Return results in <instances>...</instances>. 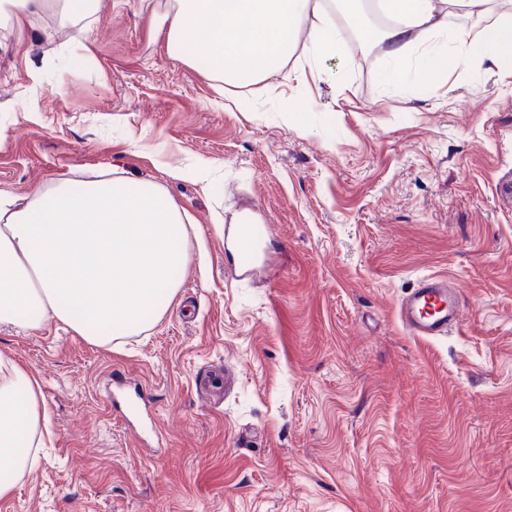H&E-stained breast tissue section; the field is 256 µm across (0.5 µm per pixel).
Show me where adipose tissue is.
Wrapping results in <instances>:
<instances>
[{"instance_id":"1","label":"adipose tissue","mask_w":512,"mask_h":512,"mask_svg":"<svg viewBox=\"0 0 512 512\" xmlns=\"http://www.w3.org/2000/svg\"><path fill=\"white\" fill-rule=\"evenodd\" d=\"M10 36L47 9L63 16L88 0H4ZM177 0L167 12L171 46L192 40L229 86L257 83L293 55L299 33L319 61L335 55V30L383 18L379 43L389 62L418 54L426 70L441 66L438 42H454L453 65L496 59L512 46V0ZM461 7L471 25L451 32L448 14ZM187 214L160 187L110 171L92 179L63 178L19 197L0 192V323L19 327L59 321L95 344L133 336L139 315L162 314L161 295H174L189 261ZM37 382L0 358V430L38 446L49 419Z\"/></svg>"}]
</instances>
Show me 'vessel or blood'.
Instances as JSON below:
<instances>
[{"instance_id":"1","label":"vessel or blood","mask_w":512,"mask_h":512,"mask_svg":"<svg viewBox=\"0 0 512 512\" xmlns=\"http://www.w3.org/2000/svg\"><path fill=\"white\" fill-rule=\"evenodd\" d=\"M458 303L457 290L447 278L425 277L401 299L397 315L411 336L431 339L447 335L458 324Z\"/></svg>"}]
</instances>
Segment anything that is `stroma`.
Wrapping results in <instances>:
<instances>
[{"label":"stroma","instance_id":"obj_1","mask_svg":"<svg viewBox=\"0 0 512 512\" xmlns=\"http://www.w3.org/2000/svg\"><path fill=\"white\" fill-rule=\"evenodd\" d=\"M174 4L103 0L80 44L47 11L0 44V192L117 168L193 219L139 335L0 324L50 420L0 512H512V47L392 80L346 28L227 88L169 53ZM246 209L269 269L227 249ZM426 275L462 309L430 340L396 311ZM115 373L167 447L105 400Z\"/></svg>","mask_w":512,"mask_h":512}]
</instances>
